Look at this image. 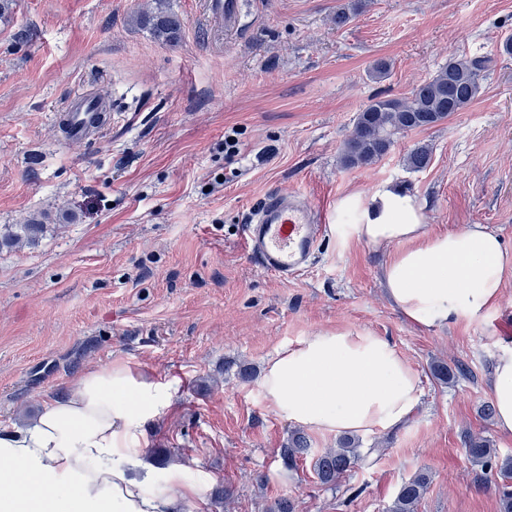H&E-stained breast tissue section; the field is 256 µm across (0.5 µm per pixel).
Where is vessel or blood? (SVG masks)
<instances>
[{
	"mask_svg": "<svg viewBox=\"0 0 512 512\" xmlns=\"http://www.w3.org/2000/svg\"><path fill=\"white\" fill-rule=\"evenodd\" d=\"M241 0H207V9L223 17L230 31H238ZM75 138L101 131L109 122V113L100 109V101L88 97L72 103L60 116ZM326 209L311 203L303 191L268 193L244 231L249 256L258 266L280 278L300 274L312 261L327 233Z\"/></svg>",
	"mask_w": 512,
	"mask_h": 512,
	"instance_id": "1",
	"label": "vessel or blood"
}]
</instances>
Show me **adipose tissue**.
I'll return each mask as SVG.
<instances>
[{
  "label": "adipose tissue",
  "mask_w": 512,
  "mask_h": 512,
  "mask_svg": "<svg viewBox=\"0 0 512 512\" xmlns=\"http://www.w3.org/2000/svg\"><path fill=\"white\" fill-rule=\"evenodd\" d=\"M357 215L340 240L388 249L383 281L402 315L423 327L473 319L500 303L512 249L485 225L428 232L422 210L390 185L343 199ZM419 377L392 342L363 329L317 331L275 352L260 386L277 415L323 434L366 435L405 423ZM499 434L512 439V347L486 380ZM168 387L117 357L71 379L28 422L0 429V512H179L202 497L171 467L157 480L143 461L145 426L169 405Z\"/></svg>",
  "instance_id": "1"
}]
</instances>
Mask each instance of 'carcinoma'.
Here are the masks:
<instances>
[{
    "mask_svg": "<svg viewBox=\"0 0 512 512\" xmlns=\"http://www.w3.org/2000/svg\"><path fill=\"white\" fill-rule=\"evenodd\" d=\"M156 0L155 7L141 13L136 22L148 28L155 38L173 43L178 40L181 22L177 15ZM491 58L451 56L448 63L430 79L417 85L404 98L370 101L357 114L354 126L344 140L340 161L345 167H367L389 153L398 138L408 132L434 127L455 112L466 109L479 95L484 73ZM431 160L428 147L417 145L404 158L410 170L426 168ZM46 225L3 224L0 226V249L20 243L33 245L43 235ZM465 447L471 463L485 478H497L501 512H512V458L500 457L490 439L468 435ZM281 458L293 468L304 458L312 457L313 470L320 484L337 485L360 458V442L351 435L339 438L337 447L312 453L307 435L295 430L280 450ZM430 484L428 473L419 472L404 482L390 506V512H416L418 503Z\"/></svg>",
    "mask_w": 512,
    "mask_h": 512,
    "instance_id": "1",
    "label": "carcinoma"
}]
</instances>
